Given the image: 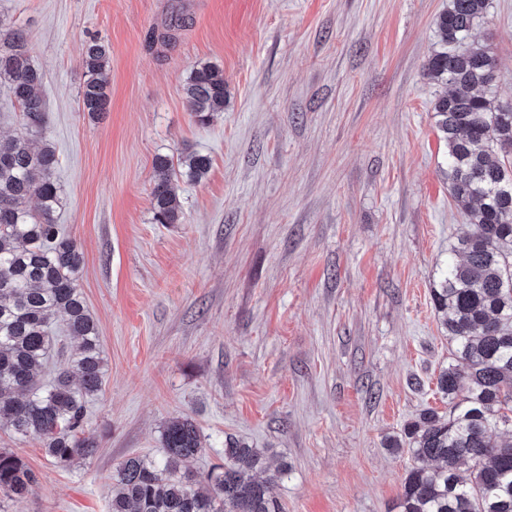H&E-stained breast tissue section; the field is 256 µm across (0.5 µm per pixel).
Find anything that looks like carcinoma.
<instances>
[{
  "label": "carcinoma",
  "instance_id": "cac0c4a2",
  "mask_svg": "<svg viewBox=\"0 0 512 512\" xmlns=\"http://www.w3.org/2000/svg\"><path fill=\"white\" fill-rule=\"evenodd\" d=\"M488 0H450L435 20L438 48L427 77L449 87L434 103L436 126L448 149L450 197L468 230L448 251L434 308L448 334L453 361L437 378L448 413L423 411L394 442L413 464L406 470L400 512H512V103L497 96V62L472 39ZM87 79L82 110L108 111V50L93 40L84 51ZM43 73L29 55L28 35L0 18V85L22 116V131L0 139V429L41 440L59 463L90 457L94 442L81 437L84 405L101 390L104 360L96 321L81 289L84 253L57 224L62 189L56 151L42 134L47 112ZM191 116L200 123L224 111V73L203 64L184 87ZM186 174L206 177L211 158L183 156ZM173 165L159 155L151 189L154 219L177 224L182 207L172 186ZM36 201L30 207V201ZM79 340L49 384L42 382L58 319ZM160 460L129 457L116 470L111 512H282L278 476L263 479L262 452L240 440L224 443V464L197 487L181 464L203 451L188 417L166 425ZM33 472L0 451V497L23 499Z\"/></svg>",
  "mask_w": 512,
  "mask_h": 512
}]
</instances>
